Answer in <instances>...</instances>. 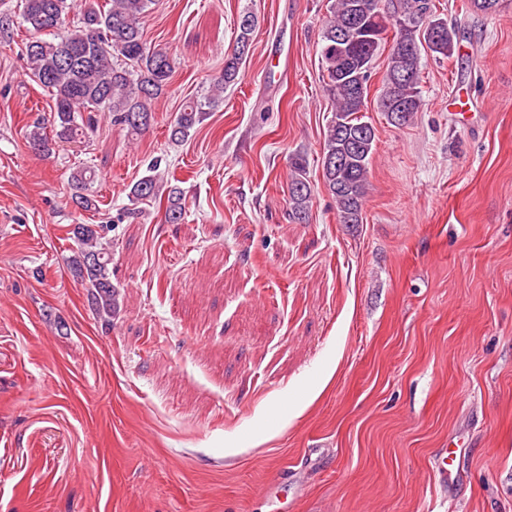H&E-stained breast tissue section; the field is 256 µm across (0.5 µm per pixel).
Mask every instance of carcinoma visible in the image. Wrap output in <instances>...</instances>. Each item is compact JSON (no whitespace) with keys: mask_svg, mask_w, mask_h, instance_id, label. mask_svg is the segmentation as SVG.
<instances>
[{"mask_svg":"<svg viewBox=\"0 0 512 512\" xmlns=\"http://www.w3.org/2000/svg\"><path fill=\"white\" fill-rule=\"evenodd\" d=\"M154 0H110L101 6L96 0H20L21 22L29 33L24 42V56L31 79L48 89L54 103L50 126L37 120L27 133L32 151L43 156L52 153L60 142L81 139L84 131L94 128L95 112L112 114V125L132 134H141L153 120L152 104L165 93L173 73V61L163 51L148 45L143 37L141 20ZM501 0H466L463 7L485 15L497 12ZM359 6V26L348 47L349 55L336 66V35L350 24L353 5ZM79 9L76 26L64 30L65 16ZM394 21L378 16L370 0H333L329 16L324 20L320 55L323 82L334 103L327 127L321 161L342 160L341 166L321 167L326 189L336 203L339 222L360 224L369 165L376 142V132L359 135L357 124L367 107L366 98L355 90L357 77L369 81L377 56L385 51L386 69L377 97V108L391 105L405 107L401 122L387 119L394 126H403L421 111V52L449 59L457 48L456 30L436 15L433 0H394ZM233 50L224 56V69L213 83L214 96L234 84L240 64L250 52L258 21L244 15ZM122 56L131 68L119 67L113 58ZM206 111L204 105L191 102L175 118L170 139L183 142L200 124ZM288 218L294 223L308 219L312 194L308 180V162L304 155L289 156ZM155 174L137 180L130 189L134 202L151 200L160 191ZM96 180L94 167L85 165L72 172V199L84 211L97 209L92 194ZM183 218L181 192L170 187L165 208V221L178 224ZM108 225L74 224L71 239L77 250L68 257L73 275L88 288L95 311L103 321L112 324L118 307L117 285L112 282V257L105 233Z\"/></svg>","mask_w":512,"mask_h":512,"instance_id":"obj_1","label":"carcinoma"}]
</instances>
